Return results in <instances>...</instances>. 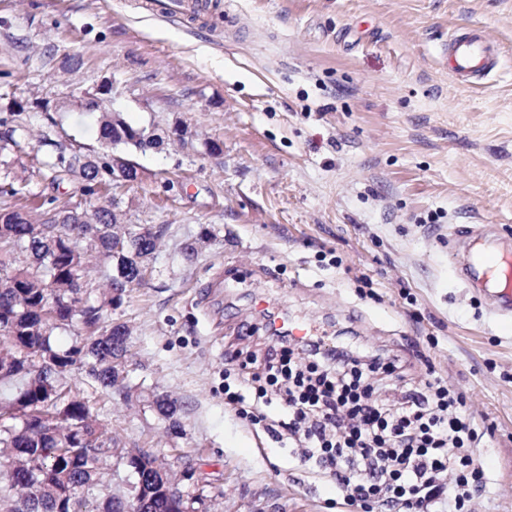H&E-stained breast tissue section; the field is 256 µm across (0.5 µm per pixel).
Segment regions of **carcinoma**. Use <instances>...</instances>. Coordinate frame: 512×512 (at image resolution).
Wrapping results in <instances>:
<instances>
[{
  "mask_svg": "<svg viewBox=\"0 0 512 512\" xmlns=\"http://www.w3.org/2000/svg\"><path fill=\"white\" fill-rule=\"evenodd\" d=\"M102 145L133 148L137 127L117 112L92 109ZM21 111L0 135V167L9 171L10 148L28 135ZM55 171L83 175L82 203L42 201L37 213L0 208V512H179L181 483L193 474L177 473L148 454L129 463L114 456L120 440L94 418L88 400L73 388L69 374L86 369L101 392L123 389L130 406L149 404L169 433L181 428V405L154 394H135L125 385L130 327L112 318L131 289L144 280L146 265L162 239L149 225L123 224L98 201L112 176L103 157L58 152L47 162ZM103 262L109 272L91 276ZM73 335L70 345L55 343V331ZM138 469L144 498L112 492V467ZM81 489L94 501L68 496Z\"/></svg>",
  "mask_w": 512,
  "mask_h": 512,
  "instance_id": "obj_1",
  "label": "carcinoma"
}]
</instances>
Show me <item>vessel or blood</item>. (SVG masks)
<instances>
[{
  "instance_id": "b4317fda",
  "label": "vessel or blood",
  "mask_w": 512,
  "mask_h": 512,
  "mask_svg": "<svg viewBox=\"0 0 512 512\" xmlns=\"http://www.w3.org/2000/svg\"><path fill=\"white\" fill-rule=\"evenodd\" d=\"M152 14H175L195 18L202 0H144ZM498 46L483 30L456 27L448 39V74L467 85L486 79L496 70ZM452 243L455 278L478 293L503 332L512 333V238L496 226L471 224L455 227Z\"/></svg>"
}]
</instances>
